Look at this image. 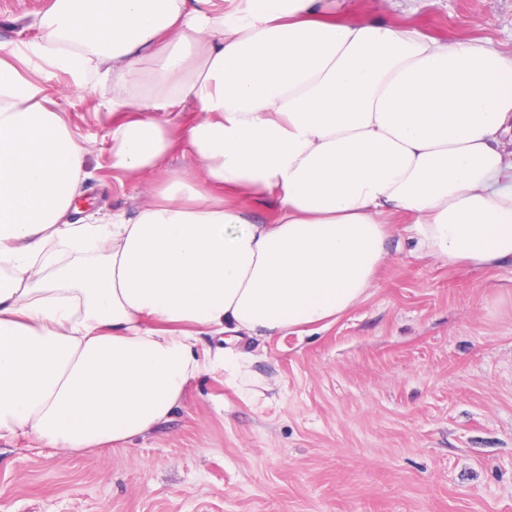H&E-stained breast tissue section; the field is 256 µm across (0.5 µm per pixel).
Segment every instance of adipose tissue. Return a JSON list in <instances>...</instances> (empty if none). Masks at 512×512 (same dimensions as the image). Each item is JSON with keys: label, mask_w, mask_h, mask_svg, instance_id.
Instances as JSON below:
<instances>
[{"label": "adipose tissue", "mask_w": 512, "mask_h": 512, "mask_svg": "<svg viewBox=\"0 0 512 512\" xmlns=\"http://www.w3.org/2000/svg\"><path fill=\"white\" fill-rule=\"evenodd\" d=\"M38 26L0 52V438L129 446L202 372L198 334L333 322L392 234L448 265L512 260V54L338 0H53ZM56 72L105 97L110 165L146 186L134 216L77 217L87 148Z\"/></svg>", "instance_id": "adipose-tissue-1"}]
</instances>
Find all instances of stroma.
I'll use <instances>...</instances> for the list:
<instances>
[{
    "label": "stroma",
    "mask_w": 512,
    "mask_h": 512,
    "mask_svg": "<svg viewBox=\"0 0 512 512\" xmlns=\"http://www.w3.org/2000/svg\"><path fill=\"white\" fill-rule=\"evenodd\" d=\"M365 20L512 53V0H354ZM37 0H0V44L39 37ZM89 144L87 222L134 215L99 96L49 82ZM370 296L326 326L232 342L241 373L192 380L125 448L0 439V512H512V262L477 270L392 237Z\"/></svg>",
    "instance_id": "stroma-1"
}]
</instances>
